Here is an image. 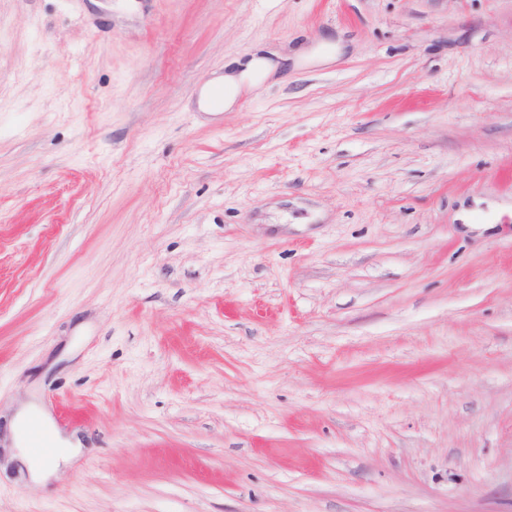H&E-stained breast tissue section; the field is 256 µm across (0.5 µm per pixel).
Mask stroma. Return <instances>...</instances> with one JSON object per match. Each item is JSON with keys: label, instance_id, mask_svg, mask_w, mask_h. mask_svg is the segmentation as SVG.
<instances>
[{"label": "stroma", "instance_id": "35a3bbf8", "mask_svg": "<svg viewBox=\"0 0 512 512\" xmlns=\"http://www.w3.org/2000/svg\"><path fill=\"white\" fill-rule=\"evenodd\" d=\"M0 512H512V0H0ZM272 69V66L263 59H255L251 62H248L244 69H242L238 76H224V91L226 92V97L223 101V95H222V105H230L231 101L233 100L237 89L240 86V83L245 78H258L266 76L270 70ZM57 450L55 454L46 460H39L34 453L27 450L24 455L31 477L35 480H44L52 475L61 462H67L76 452L81 451L83 444L79 436L73 435L70 439L61 441L56 439Z\"/></svg>", "mask_w": 512, "mask_h": 512}]
</instances>
